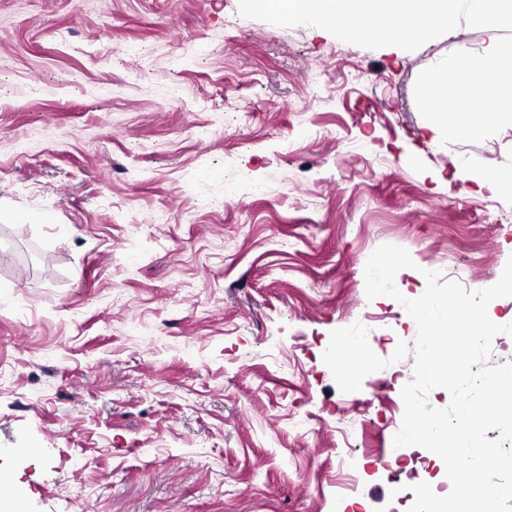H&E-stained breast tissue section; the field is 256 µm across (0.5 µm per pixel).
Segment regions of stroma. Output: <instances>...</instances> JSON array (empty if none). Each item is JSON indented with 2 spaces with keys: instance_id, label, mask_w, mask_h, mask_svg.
<instances>
[{
  "instance_id": "1",
  "label": "stroma",
  "mask_w": 512,
  "mask_h": 512,
  "mask_svg": "<svg viewBox=\"0 0 512 512\" xmlns=\"http://www.w3.org/2000/svg\"><path fill=\"white\" fill-rule=\"evenodd\" d=\"M408 52L247 19L238 0H0V472L20 512H407L450 492L394 447L413 358L339 390L332 330L413 343L367 300L380 245L494 285L512 196L442 145Z\"/></svg>"
}]
</instances>
